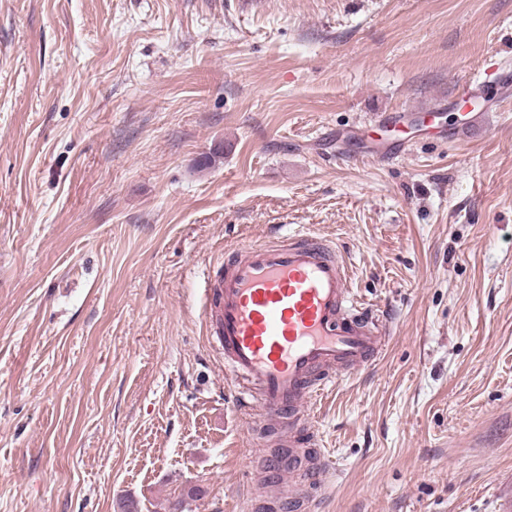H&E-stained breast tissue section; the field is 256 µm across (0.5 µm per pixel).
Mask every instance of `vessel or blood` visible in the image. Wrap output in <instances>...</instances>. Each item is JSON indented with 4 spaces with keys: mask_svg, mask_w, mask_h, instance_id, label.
Wrapping results in <instances>:
<instances>
[{
    "mask_svg": "<svg viewBox=\"0 0 512 512\" xmlns=\"http://www.w3.org/2000/svg\"><path fill=\"white\" fill-rule=\"evenodd\" d=\"M348 280L337 250L295 234L235 249L199 290L202 314L221 322L218 340L237 405L288 434L292 452L270 458L269 482L297 462L303 404L382 348L388 319L358 304Z\"/></svg>",
    "mask_w": 512,
    "mask_h": 512,
    "instance_id": "1",
    "label": "vessel or blood"
}]
</instances>
